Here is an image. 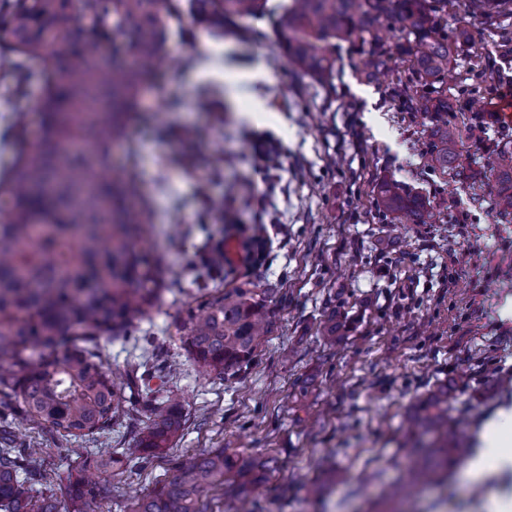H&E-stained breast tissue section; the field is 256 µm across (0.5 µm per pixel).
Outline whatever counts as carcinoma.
<instances>
[{"label": "carcinoma", "mask_w": 512, "mask_h": 512, "mask_svg": "<svg viewBox=\"0 0 512 512\" xmlns=\"http://www.w3.org/2000/svg\"><path fill=\"white\" fill-rule=\"evenodd\" d=\"M484 16L512 0H471ZM448 0H279L270 7L276 37L289 63L322 81L335 64L336 42L359 37L369 45L365 72L377 77L397 52L412 56L408 100L433 120L427 167L446 173L463 166L459 129L448 123L444 80L454 62L441 13ZM267 8V0H0V99L10 112L0 137V399L22 408L29 425H48L64 439L103 434L131 418L123 397L129 375L106 367L102 336H128L167 290L162 258L148 260L143 243L155 213L144 199L137 149L110 163V148L127 140L141 94L165 63L171 22L190 19L224 40L236 19ZM408 44L391 42L389 24ZM38 85L40 96L31 97ZM37 111L42 134L27 142L26 115ZM490 166L501 183L494 203L512 211V151ZM378 206L414 224L438 213L396 181L376 185ZM235 274L224 247L212 248L202 275ZM274 288L220 286L196 299L180 329L188 361L206 376L235 377L260 355L274 326L268 305ZM416 433H435L415 451L413 475L389 493L408 498L420 481L469 456L448 444V388L438 386L410 413ZM185 424L179 401L164 395L149 411L128 458L159 456ZM42 449L24 442L0 448V512H61L38 467ZM112 471V449L90 458ZM247 467H234L215 448L179 463L137 498L132 512H213L201 493L222 489ZM68 483L73 512H101L97 483L81 471L57 476Z\"/></svg>", "instance_id": "carcinoma-1"}]
</instances>
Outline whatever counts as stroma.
Returning a JSON list of instances; mask_svg holds the SVG:
<instances>
[{"label":"stroma","instance_id":"35a3bbf8","mask_svg":"<svg viewBox=\"0 0 512 512\" xmlns=\"http://www.w3.org/2000/svg\"><path fill=\"white\" fill-rule=\"evenodd\" d=\"M463 29L469 39L452 43L444 85L448 118L471 151V172L460 177L425 167L429 122L402 87L361 76L360 39L337 43L335 66L318 82L287 62L268 14L239 19L221 42L170 27L166 52L176 62L147 88L146 110L129 129L156 213L148 248L176 284L136 335L100 344L113 371H154V353L182 362L165 384L186 422L161 457L123 461L100 481L102 512H129L176 463L211 448L237 460L276 458V471L248 476L252 512H369L409 477L407 415L437 383H447L448 416L468 421L474 448L512 415V215L495 214L498 183L484 173L489 154L512 148V128L478 126L512 89V51L502 39L512 17L484 19L468 0H448L449 32ZM259 68L264 78H255ZM209 85L219 89L218 108L191 111ZM190 125L202 136L182 139ZM479 137L488 153L472 152ZM385 178L436 206L441 222L380 211L373 190ZM217 207L232 226L205 216ZM241 235L265 245L260 261L237 250L231 257L240 280L276 289V324L244 372L208 377L186 365L177 327L199 287L223 282L195 283L193 271L211 246ZM331 316L340 336L333 345L319 334ZM0 429L43 449L51 474L81 465L50 427L21 425L17 403H0ZM464 470L456 465L419 486L409 512H493L496 501L512 512V468L471 480ZM313 480L324 483L322 498L307 494Z\"/></svg>","mask_w":512,"mask_h":512}]
</instances>
